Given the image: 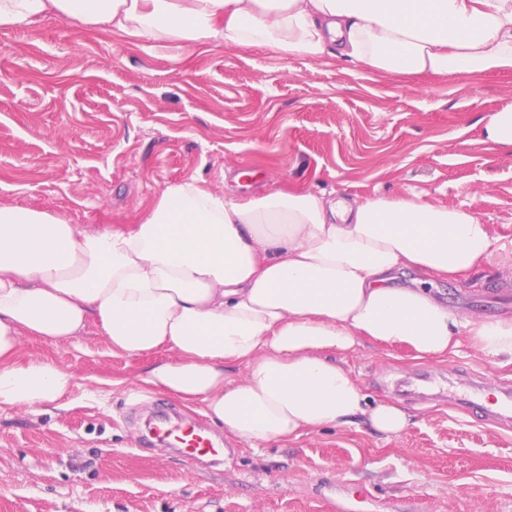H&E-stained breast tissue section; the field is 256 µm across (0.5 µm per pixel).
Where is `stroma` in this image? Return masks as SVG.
<instances>
[{"label": "stroma", "instance_id": "35a3bbf8", "mask_svg": "<svg viewBox=\"0 0 512 512\" xmlns=\"http://www.w3.org/2000/svg\"><path fill=\"white\" fill-rule=\"evenodd\" d=\"M512 106V71L379 73L334 58L197 44L174 59L75 22L0 28V205L71 224L140 223L167 184L192 176L245 197L269 188L373 194L461 207L512 251V149L484 135ZM512 269L491 259L432 290L474 315L512 314ZM110 352L95 330L24 336L17 362L73 376L66 405L0 408V512H512V431L448 401L382 389L454 370L512 380L470 340L442 360L370 341L346 359L371 399L405 409L395 436L365 426L239 442L142 378L171 359ZM174 410L230 448L209 469L143 439L140 418ZM366 492L355 500L353 486Z\"/></svg>", "mask_w": 512, "mask_h": 512}]
</instances>
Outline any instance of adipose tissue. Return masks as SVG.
<instances>
[{
  "label": "adipose tissue",
  "instance_id": "adipose-tissue-1",
  "mask_svg": "<svg viewBox=\"0 0 512 512\" xmlns=\"http://www.w3.org/2000/svg\"><path fill=\"white\" fill-rule=\"evenodd\" d=\"M75 21L164 51L184 45L327 54L385 73L512 71V0H0V28ZM457 207L388 195L352 201L269 189L241 200L191 177L167 185L130 229L70 224L0 205V406L64 398L72 375L15 360L21 337L70 340L95 325L113 351L174 357L146 382L244 443L365 422L396 435L407 413L371 403L345 365L362 341L441 359L469 337L512 361V317L440 302L445 278L496 252ZM246 367L229 378L225 363Z\"/></svg>",
  "mask_w": 512,
  "mask_h": 512
}]
</instances>
